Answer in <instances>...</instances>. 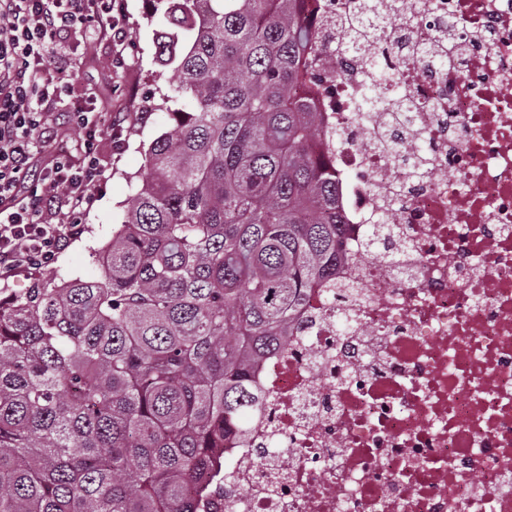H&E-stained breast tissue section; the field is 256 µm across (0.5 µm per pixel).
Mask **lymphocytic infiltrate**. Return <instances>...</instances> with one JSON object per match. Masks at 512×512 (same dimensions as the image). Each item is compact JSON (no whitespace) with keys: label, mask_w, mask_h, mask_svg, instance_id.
<instances>
[{"label":"lymphocytic infiltrate","mask_w":512,"mask_h":512,"mask_svg":"<svg viewBox=\"0 0 512 512\" xmlns=\"http://www.w3.org/2000/svg\"><path fill=\"white\" fill-rule=\"evenodd\" d=\"M116 0H0V282L33 269L50 272L67 241L82 232L77 218L94 203L105 177L97 151L99 120L71 104L68 125L83 142L80 159L53 152L36 182L27 177L46 146L56 106L71 95L61 74V45L90 24L121 45L126 32L112 13Z\"/></svg>","instance_id":"obj_1"}]
</instances>
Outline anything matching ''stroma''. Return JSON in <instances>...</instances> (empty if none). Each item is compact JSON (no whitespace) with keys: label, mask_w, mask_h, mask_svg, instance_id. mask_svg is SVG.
<instances>
[{"label":"stroma","mask_w":512,"mask_h":512,"mask_svg":"<svg viewBox=\"0 0 512 512\" xmlns=\"http://www.w3.org/2000/svg\"><path fill=\"white\" fill-rule=\"evenodd\" d=\"M115 17L130 34L124 51H117L96 29H88L74 43L76 64L63 78L72 85L73 99L92 102L102 117L103 136L99 153L107 167L105 179L95 188V201L80 218L82 233L59 253L57 267L85 277L97 273L95 255L112 237L124 203L131 193V178H145V154L151 141L167 128L164 114L148 109L159 89L174 81L173 69L155 61L150 0H117Z\"/></svg>","instance_id":"1"}]
</instances>
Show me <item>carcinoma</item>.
Segmentation results:
<instances>
[{"label":"carcinoma","mask_w":512,"mask_h":512,"mask_svg":"<svg viewBox=\"0 0 512 512\" xmlns=\"http://www.w3.org/2000/svg\"><path fill=\"white\" fill-rule=\"evenodd\" d=\"M305 0H158L156 54L175 83L152 103L170 128L97 255L0 300V512H204L224 445L252 434L265 395L254 364L336 279L349 226L336 131L315 86L319 33ZM390 23L358 0L347 47ZM407 59L367 60L357 123L407 106ZM387 217L369 225L379 253Z\"/></svg>","instance_id":"1"}]
</instances>
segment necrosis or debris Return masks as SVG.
<instances>
[{
  "label": "necrosis or debris",
  "instance_id": "4bbe7bcc",
  "mask_svg": "<svg viewBox=\"0 0 512 512\" xmlns=\"http://www.w3.org/2000/svg\"><path fill=\"white\" fill-rule=\"evenodd\" d=\"M393 38L439 41L444 77L411 57L409 124L429 137L427 179L409 181L353 119L367 69L327 31L315 99L343 136L340 200L350 216L338 270L357 295L313 293L303 328L262 361L266 423L224 451L211 512H512V0H408ZM393 214L365 258L368 224ZM355 322L336 337L341 313ZM288 442L264 458L269 431ZM368 235L365 242V248L370 255L381 257L388 262L394 270L401 272L403 270L399 254L396 252L379 253V247L382 241L391 234L393 224L387 223V217L381 216L375 224H368Z\"/></svg>",
  "mask_w": 512,
  "mask_h": 512
}]
</instances>
